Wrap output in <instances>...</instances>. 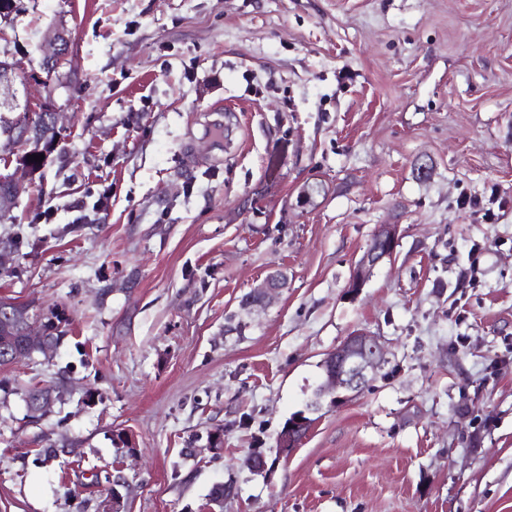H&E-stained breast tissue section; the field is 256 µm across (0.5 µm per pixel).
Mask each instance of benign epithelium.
I'll list each match as a JSON object with an SVG mask.
<instances>
[{"mask_svg": "<svg viewBox=\"0 0 512 512\" xmlns=\"http://www.w3.org/2000/svg\"><path fill=\"white\" fill-rule=\"evenodd\" d=\"M44 40L48 42L51 52L42 60V70L47 77L62 81L60 68L69 58L72 49L70 37L60 29H51ZM15 74L14 64L9 61L0 63V108L9 109L15 104ZM58 108L48 99L40 108L29 113V122L21 132H12V139L6 142V147L15 148L22 144L29 147L28 153L40 152L44 141L39 129L46 126L59 138L62 126L59 125ZM26 192L23 177L14 173L0 176V215H9ZM399 225L382 224L373 235L367 250L361 256L355 268L348 288L352 293L359 292L372 276L375 268L394 257L399 242ZM283 275L273 274L266 278L251 295V301L260 302L268 295L283 288ZM56 349L55 343L47 336V331L41 322L29 321L22 330V343H16L13 336L0 337V350L4 358L0 362L11 365L23 358H31L36 354L49 355ZM386 360V348L381 341L365 332H356L348 336L340 345L327 353L322 360L324 381L316 390L314 398L307 404V409L317 413L322 409V401L326 396L331 397L330 403L339 404L359 393L369 382V375L380 368ZM311 426L300 414L283 427L277 437V446L286 453H291L306 437ZM124 475L112 476V512H124V498L119 488L125 486Z\"/></svg>", "mask_w": 512, "mask_h": 512, "instance_id": "benign-epithelium-1", "label": "benign epithelium"}]
</instances>
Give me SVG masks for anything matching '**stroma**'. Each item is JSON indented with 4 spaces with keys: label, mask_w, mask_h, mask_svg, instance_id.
Listing matches in <instances>:
<instances>
[{
    "label": "stroma",
    "mask_w": 512,
    "mask_h": 512,
    "mask_svg": "<svg viewBox=\"0 0 512 512\" xmlns=\"http://www.w3.org/2000/svg\"><path fill=\"white\" fill-rule=\"evenodd\" d=\"M51 26L74 53L47 85ZM0 57L66 128L0 224V297L71 318L0 366V512H111L91 477L120 468L127 512L218 483L223 512H512V0H16ZM382 224L396 255L351 293ZM356 331L386 364L282 452ZM305 416V413H302L293 420L288 421V424L279 433L277 446L283 452H292L308 434L314 421L309 426V422L304 418Z\"/></svg>",
    "instance_id": "stroma-1"
}]
</instances>
